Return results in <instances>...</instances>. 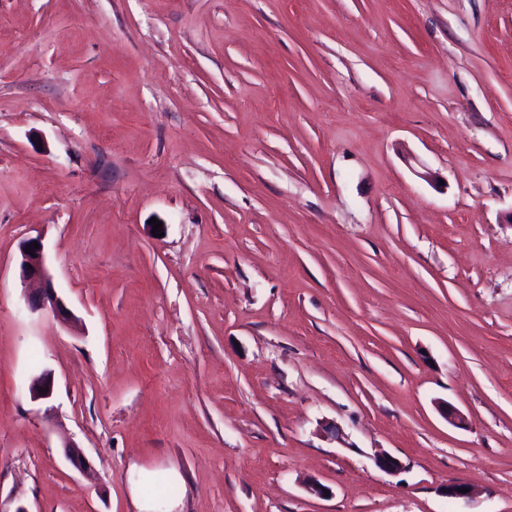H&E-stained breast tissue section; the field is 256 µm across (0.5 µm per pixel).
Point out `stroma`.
<instances>
[{
  "label": "stroma",
  "instance_id": "stroma-1",
  "mask_svg": "<svg viewBox=\"0 0 512 512\" xmlns=\"http://www.w3.org/2000/svg\"><path fill=\"white\" fill-rule=\"evenodd\" d=\"M139 496L512 512V0H0V512ZM33 241H37L39 249L34 248L32 245ZM26 247H32V252L26 253ZM31 253H34L35 257H32ZM21 255V271L23 279L26 281H40L45 283L44 288L26 295V303L29 309L33 312L49 310L60 320L68 321L70 319V313L68 312L63 300L58 296L56 290L50 283L47 269L45 267L43 250L39 240L37 238L27 240ZM28 266H32V269L28 270Z\"/></svg>",
  "mask_w": 512,
  "mask_h": 512
}]
</instances>
